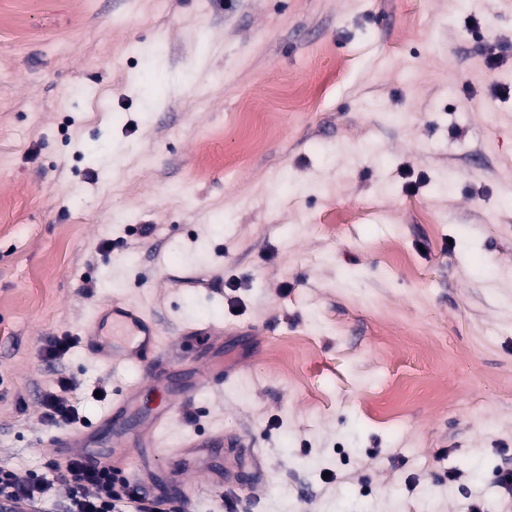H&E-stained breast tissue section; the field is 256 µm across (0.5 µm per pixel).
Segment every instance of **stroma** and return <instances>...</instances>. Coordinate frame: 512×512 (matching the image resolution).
Listing matches in <instances>:
<instances>
[{"label": "stroma", "mask_w": 512, "mask_h": 512, "mask_svg": "<svg viewBox=\"0 0 512 512\" xmlns=\"http://www.w3.org/2000/svg\"><path fill=\"white\" fill-rule=\"evenodd\" d=\"M20 3L0 0V466L64 470L41 406L63 375L95 449L183 512L215 502H183L171 462L217 428L249 450L214 464L261 474L239 512H512V0ZM113 301L157 324L156 358L81 342ZM207 325L223 351H189ZM197 357L236 378L139 447Z\"/></svg>", "instance_id": "35a3bbf8"}]
</instances>
